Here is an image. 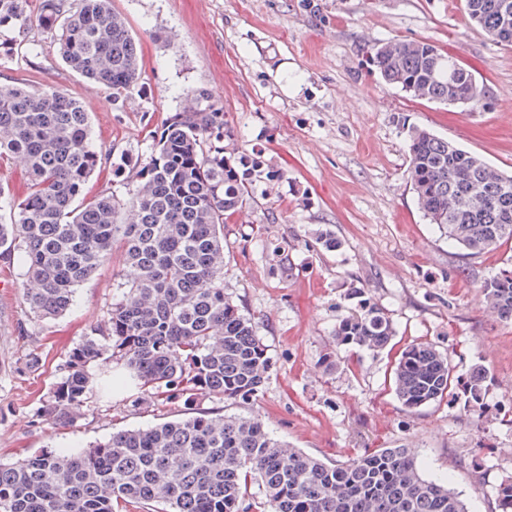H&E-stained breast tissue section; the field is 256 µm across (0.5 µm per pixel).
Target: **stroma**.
<instances>
[{"instance_id":"35a3bbf8","label":"stroma","mask_w":512,"mask_h":512,"mask_svg":"<svg viewBox=\"0 0 512 512\" xmlns=\"http://www.w3.org/2000/svg\"><path fill=\"white\" fill-rule=\"evenodd\" d=\"M142 49L140 90L123 108L71 72L53 36L32 26L41 55L0 59V84L50 85L105 107L90 110L104 157L85 191L125 196L118 164L143 159L183 104L207 88L231 131L227 150L256 156L280 174L257 184L228 219L224 286L255 317L270 358L256 397L213 394L201 409L254 416L294 448L345 462L379 448L416 446L427 477L447 478L469 512H499L495 489L512 476V320L483 309L481 284L512 266V251L465 255L427 224L406 182L404 124L448 137L512 171V48L469 27L464 0H112ZM380 40H426L454 54L489 90L491 109L409 97L368 64ZM340 246L325 252L322 229ZM20 255L0 258V462L86 447L112 432L181 417V404L135 388L91 399L72 424L41 415L58 366L100 322L127 275L115 242L75 290L70 310L37 319L18 293ZM393 321L381 351L340 349L324 358L338 319L361 299ZM429 344L448 355L447 394L419 412L398 401L393 370L402 351ZM482 377L484 415L465 387Z\"/></svg>"}]
</instances>
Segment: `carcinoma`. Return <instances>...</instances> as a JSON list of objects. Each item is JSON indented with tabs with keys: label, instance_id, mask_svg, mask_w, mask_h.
<instances>
[{
	"label": "carcinoma",
	"instance_id": "cac0c4a2",
	"mask_svg": "<svg viewBox=\"0 0 512 512\" xmlns=\"http://www.w3.org/2000/svg\"><path fill=\"white\" fill-rule=\"evenodd\" d=\"M467 25L512 47V0H465ZM38 25L73 72L122 106L138 88L141 45L112 0H41ZM26 0H0V47L26 58ZM369 62L413 98L486 108L484 84L426 40H380ZM407 180L423 218L448 245L470 254L512 242V175L425 128L407 126ZM0 159L26 176L0 221V255L22 254L23 303L38 318L73 305L75 289L124 240L130 275L106 318L59 367L43 405L56 424L77 418L89 397L147 386L183 403L185 417L121 430L79 452L43 451L0 463V512H249L261 483L271 512H468L448 484L425 477L416 448H379L326 463L277 439L255 417L197 412V395L247 400L261 388L267 349L252 318L224 292V220L258 182L279 177L257 159L224 151V111L203 87L185 93L148 156L126 173L127 196L89 197L102 154L83 101L54 86L0 85ZM484 310L512 319V268L481 285ZM395 335L381 309L364 304L334 329L336 348L378 351ZM448 356L429 345L403 350L397 399L408 413L448 391ZM482 377L466 388L484 411Z\"/></svg>",
	"mask_w": 512,
	"mask_h": 512
}]
</instances>
